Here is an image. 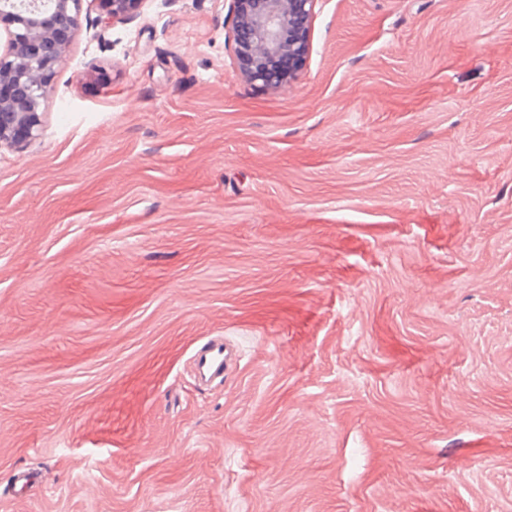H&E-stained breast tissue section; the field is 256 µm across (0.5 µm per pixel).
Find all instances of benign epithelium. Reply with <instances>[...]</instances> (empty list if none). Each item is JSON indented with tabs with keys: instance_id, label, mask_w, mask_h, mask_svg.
<instances>
[{
	"instance_id": "obj_1",
	"label": "benign epithelium",
	"mask_w": 512,
	"mask_h": 512,
	"mask_svg": "<svg viewBox=\"0 0 512 512\" xmlns=\"http://www.w3.org/2000/svg\"><path fill=\"white\" fill-rule=\"evenodd\" d=\"M82 0H0V22L7 24L0 44V145H20L39 132L38 111L52 83L56 67L67 54L78 27ZM114 19L128 17L143 0H103ZM233 21V38L245 28L251 48L235 51L239 68L251 80H269L267 59L303 52L302 36L284 39L297 20L313 14L318 0H226Z\"/></svg>"
}]
</instances>
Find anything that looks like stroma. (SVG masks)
<instances>
[{
    "mask_svg": "<svg viewBox=\"0 0 512 512\" xmlns=\"http://www.w3.org/2000/svg\"><path fill=\"white\" fill-rule=\"evenodd\" d=\"M227 10L83 0L0 147V512H512V0ZM228 15L233 21V40L237 44L238 31L246 28L251 37V48L242 56L235 47L239 68L251 80H269L266 62L269 57L288 54L299 57L303 52L301 34H296L288 44L284 35L298 19L311 16L318 0H225ZM229 351L222 340L209 339L194 354V363L202 377L223 373Z\"/></svg>",
    "mask_w": 512,
    "mask_h": 512,
    "instance_id": "obj_1",
    "label": "stroma"
}]
</instances>
